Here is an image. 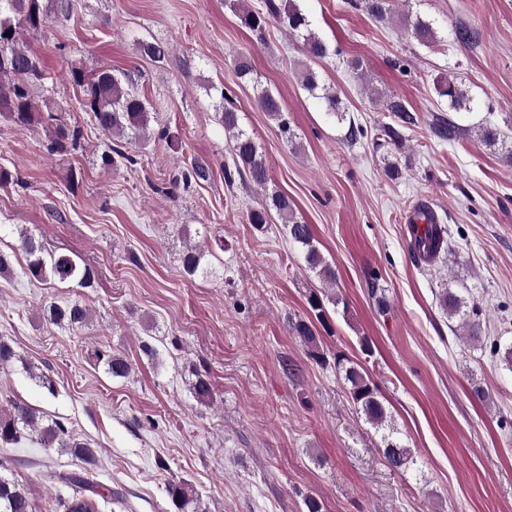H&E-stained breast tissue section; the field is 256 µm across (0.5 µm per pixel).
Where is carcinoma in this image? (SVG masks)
I'll return each instance as SVG.
<instances>
[{"label": "carcinoma", "mask_w": 512, "mask_h": 512, "mask_svg": "<svg viewBox=\"0 0 512 512\" xmlns=\"http://www.w3.org/2000/svg\"><path fill=\"white\" fill-rule=\"evenodd\" d=\"M366 13L376 21L385 20L391 13L390 0H361ZM240 22L251 30H261L270 23H276L287 31L301 36L307 53L312 58H323L329 52L328 45L311 29V23L302 12L296 0H285L278 4L276 0H264L261 10H251L244 0H237ZM48 20L47 9L42 0H0V117L18 127L38 124L48 132L47 149L55 155H65L76 148L79 139L78 127H72L66 121L68 108L53 97H43L35 102L30 95L29 86L45 79L38 56L24 46L22 35L27 31L42 29ZM72 81L82 93V111L90 117L108 137L102 161L106 166H115L120 161L130 165L135 158L126 151V137L141 138L150 122L147 103L129 88V83L120 75L106 69H100L90 75L80 68L71 69ZM437 93L448 99L454 110H466L470 103L468 90L452 79H445L437 85ZM221 122L232 140V163L224 165V181L232 185L236 179L249 180L261 189H266L269 177V165L259 152L254 139L239 126V116L234 102L226 94ZM261 109L277 121L281 136L292 143L297 134L291 127L288 117L281 108L279 100L264 90L258 97ZM479 137L488 147L505 146L500 132L486 125L480 128ZM210 170L201 163H194L182 173L181 180L186 186L206 181ZM277 216L286 224L292 242L306 249L305 260L310 269L328 286L336 285L335 270L327 264L313 244V231L310 225L299 220L288 195L274 191L269 194L265 204L248 213L249 223L258 231L264 229L272 216ZM420 218L425 221V236L411 239L413 255L424 263H432L440 258L447 249L448 230L438 223L434 212L421 207ZM14 250L27 256L28 278L37 281L75 282L82 287L91 283L92 271L85 263H79L67 254H44V249L36 239L22 232ZM204 249L189 246L183 251L180 262L185 274L195 276L207 274L203 266ZM440 308L450 319L460 321L465 339L478 342L482 332V309L480 305L450 288L442 289L439 294ZM46 320L57 326L79 329L89 320V310L79 302L59 304L51 302L43 310ZM291 329L309 349L310 356L318 363L327 362V356L320 350L317 336L311 328V322L297 319L291 323ZM96 358L102 362L108 373L124 378L131 372L130 363L121 356L106 350L96 351ZM336 368L344 372V380L352 402L363 412L366 420L377 429H389L383 435L382 454L387 463L395 469H405L413 462L411 450L393 437L394 428L388 423V413L379 399V391L367 374L354 365H346L341 357L335 358ZM190 392L197 402L205 404L212 399L213 388L208 378L200 373L190 384ZM35 437L46 449L55 446L66 448L83 463L93 466L96 462V450L90 444L73 437L64 423L60 421L44 422L43 417L32 408L14 403L11 411L0 415V444H18L26 438ZM63 488L57 497L56 512H101L100 503H112V494H104L98 485L87 475L71 474L59 477ZM168 496L177 512H208L200 499L195 497L188 485L170 483ZM34 507L27 488L13 479L0 475V512H33Z\"/></svg>", "instance_id": "carcinoma-1"}]
</instances>
